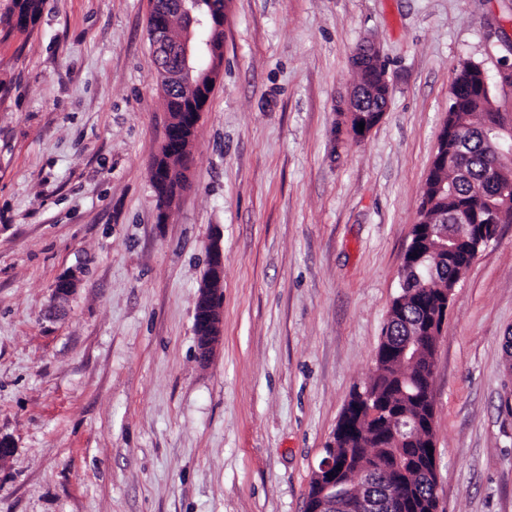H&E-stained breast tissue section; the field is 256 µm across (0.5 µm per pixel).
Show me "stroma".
Returning a JSON list of instances; mask_svg holds the SVG:
<instances>
[{"label": "stroma", "instance_id": "obj_1", "mask_svg": "<svg viewBox=\"0 0 512 512\" xmlns=\"http://www.w3.org/2000/svg\"><path fill=\"white\" fill-rule=\"evenodd\" d=\"M152 7L43 0L18 29L0 0V512H304L374 373L455 71L512 64V0H228L162 221ZM367 40L390 95L359 138L338 107ZM216 236L223 339L203 365L194 298ZM510 339L503 224L437 343L441 512H512Z\"/></svg>", "mask_w": 512, "mask_h": 512}]
</instances>
